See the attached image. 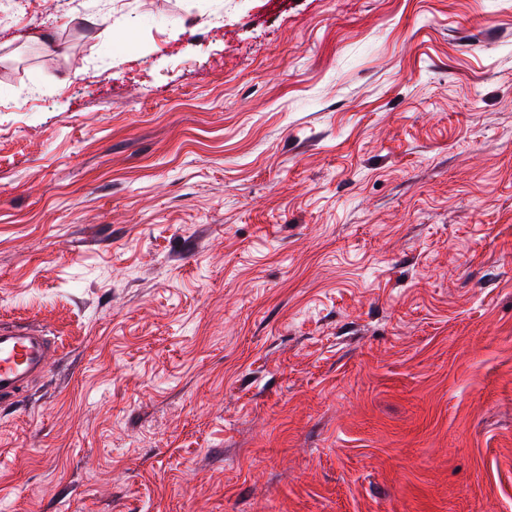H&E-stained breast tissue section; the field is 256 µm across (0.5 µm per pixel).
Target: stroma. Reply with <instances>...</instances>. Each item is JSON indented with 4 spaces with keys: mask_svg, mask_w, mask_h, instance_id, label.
<instances>
[{
    "mask_svg": "<svg viewBox=\"0 0 512 512\" xmlns=\"http://www.w3.org/2000/svg\"><path fill=\"white\" fill-rule=\"evenodd\" d=\"M0 0V512H512V0ZM51 344L26 327L0 329V398L10 400L29 378L45 372Z\"/></svg>",
    "mask_w": 512,
    "mask_h": 512,
    "instance_id": "obj_1",
    "label": "stroma"
}]
</instances>
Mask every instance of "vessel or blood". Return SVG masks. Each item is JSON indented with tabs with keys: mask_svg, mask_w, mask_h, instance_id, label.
<instances>
[{
	"mask_svg": "<svg viewBox=\"0 0 512 512\" xmlns=\"http://www.w3.org/2000/svg\"><path fill=\"white\" fill-rule=\"evenodd\" d=\"M51 346L26 327L0 329V398H13L29 378L43 374Z\"/></svg>",
	"mask_w": 512,
	"mask_h": 512,
	"instance_id": "1",
	"label": "vessel or blood"
}]
</instances>
